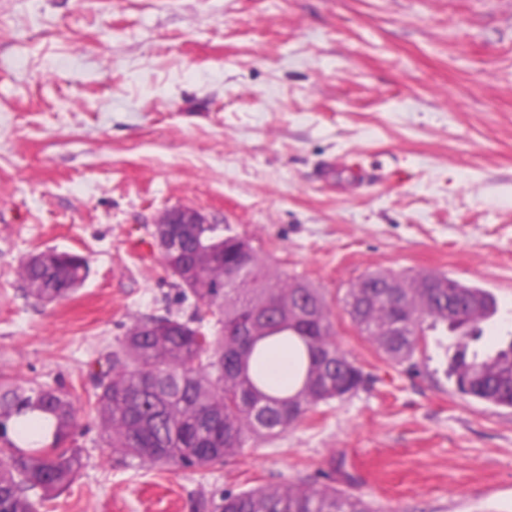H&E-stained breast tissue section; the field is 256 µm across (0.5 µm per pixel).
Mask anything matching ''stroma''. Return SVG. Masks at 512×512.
Wrapping results in <instances>:
<instances>
[{
    "mask_svg": "<svg viewBox=\"0 0 512 512\" xmlns=\"http://www.w3.org/2000/svg\"><path fill=\"white\" fill-rule=\"evenodd\" d=\"M401 178L351 193L328 156ZM190 206L319 288L368 374L212 470L113 456L87 364L140 315L189 318L152 232ZM88 260L45 306L21 260ZM489 291L512 334V0H0V375L69 392L85 467L50 512H201L214 489L332 484L376 512H512V409L456 392L448 338L384 360L344 310L365 274Z\"/></svg>",
    "mask_w": 512,
    "mask_h": 512,
    "instance_id": "obj_1",
    "label": "stroma"
}]
</instances>
